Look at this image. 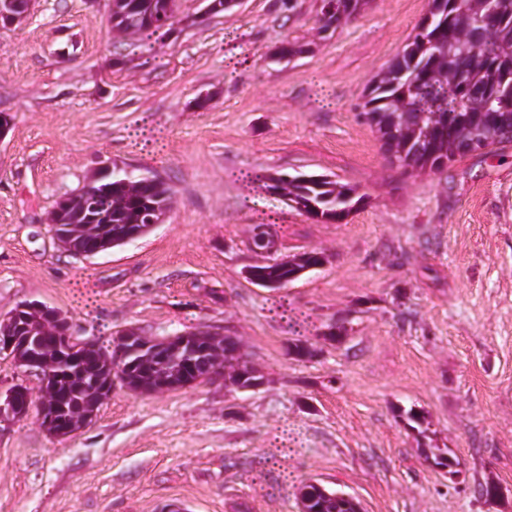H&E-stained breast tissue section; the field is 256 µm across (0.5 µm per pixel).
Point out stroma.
<instances>
[{
  "label": "stroma",
  "mask_w": 512,
  "mask_h": 512,
  "mask_svg": "<svg viewBox=\"0 0 512 512\" xmlns=\"http://www.w3.org/2000/svg\"><path fill=\"white\" fill-rule=\"evenodd\" d=\"M427 8L371 0L330 41L316 0L203 21L181 0V32L142 47L110 33L109 0H33L0 27V315L38 300L101 345L130 327L216 331L264 376L254 391L119 388L69 438L31 407L0 423V512H301L310 479L362 512H512V143L407 172L360 116ZM286 40L305 53L272 61ZM112 163L160 174L175 203L145 236L72 256L50 214ZM255 171L331 174L365 202L313 220ZM262 222L278 254L326 263L277 291L248 283ZM336 323L339 344L322 337ZM298 334L314 358L289 355ZM435 446L460 482L429 464ZM486 482L499 499L478 497Z\"/></svg>",
  "instance_id": "obj_1"
}]
</instances>
